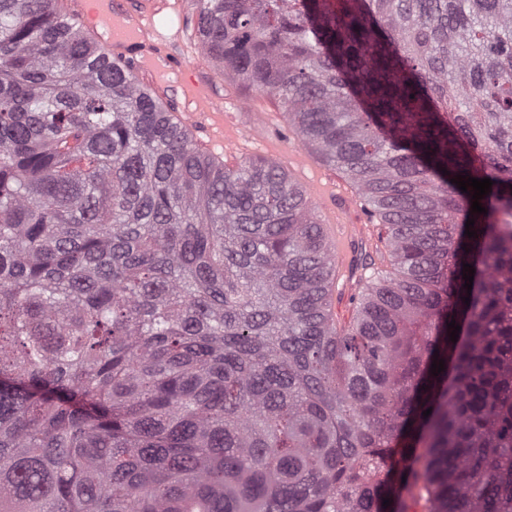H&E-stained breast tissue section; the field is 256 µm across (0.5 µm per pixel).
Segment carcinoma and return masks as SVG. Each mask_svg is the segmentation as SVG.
I'll return each instance as SVG.
<instances>
[{
    "mask_svg": "<svg viewBox=\"0 0 512 512\" xmlns=\"http://www.w3.org/2000/svg\"><path fill=\"white\" fill-rule=\"evenodd\" d=\"M192 3L388 263L333 314L280 162L204 155L59 0H0V512H512V0Z\"/></svg>",
    "mask_w": 512,
    "mask_h": 512,
    "instance_id": "1",
    "label": "carcinoma"
}]
</instances>
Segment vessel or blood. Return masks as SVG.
Masks as SVG:
<instances>
[{"label": "vessel or blood", "instance_id": "1", "mask_svg": "<svg viewBox=\"0 0 512 512\" xmlns=\"http://www.w3.org/2000/svg\"><path fill=\"white\" fill-rule=\"evenodd\" d=\"M61 15L90 31L104 46L107 59L129 63L142 82L166 101L180 100L182 125L194 128L209 150L228 155L242 148L233 129L232 114L223 112L186 60L169 47L174 23H159L166 0H61ZM288 169L308 189L327 216L323 231L336 257V273L344 291H351L359 275L356 260L373 233L364 200L336 171L311 164L307 153L288 157Z\"/></svg>", "mask_w": 512, "mask_h": 512}]
</instances>
